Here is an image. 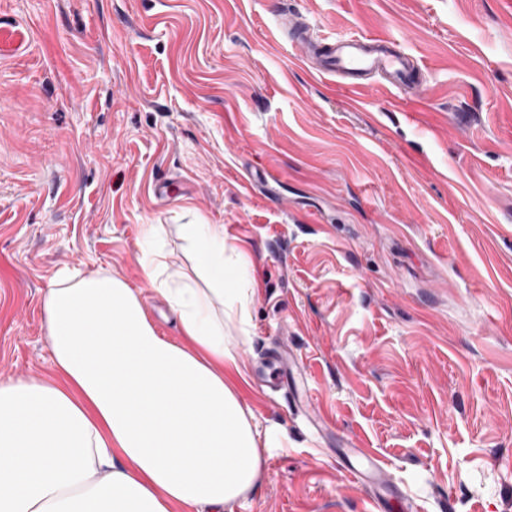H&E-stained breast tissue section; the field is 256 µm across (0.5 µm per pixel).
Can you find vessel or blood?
<instances>
[{"label":"vessel or blood","mask_w":512,"mask_h":512,"mask_svg":"<svg viewBox=\"0 0 512 512\" xmlns=\"http://www.w3.org/2000/svg\"><path fill=\"white\" fill-rule=\"evenodd\" d=\"M293 42L304 49L305 61L319 74L346 78L350 90L361 89L366 75H380L387 86L409 93L418 83L417 63L388 35L336 34L315 37L306 23L290 25Z\"/></svg>","instance_id":"1"}]
</instances>
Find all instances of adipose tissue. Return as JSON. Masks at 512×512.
Returning a JSON list of instances; mask_svg holds the SVG:
<instances>
[{
	"label": "adipose tissue",
	"instance_id": "ef3b65f1",
	"mask_svg": "<svg viewBox=\"0 0 512 512\" xmlns=\"http://www.w3.org/2000/svg\"><path fill=\"white\" fill-rule=\"evenodd\" d=\"M190 270L144 259L181 338L138 290L60 274L42 297L49 377L0 379V512H230L256 489L263 442L238 397L224 324L250 326L252 282L220 224H183Z\"/></svg>",
	"mask_w": 512,
	"mask_h": 512
}]
</instances>
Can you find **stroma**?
Instances as JSON below:
<instances>
[{"instance_id":"stroma-1","label":"stroma","mask_w":512,"mask_h":512,"mask_svg":"<svg viewBox=\"0 0 512 512\" xmlns=\"http://www.w3.org/2000/svg\"><path fill=\"white\" fill-rule=\"evenodd\" d=\"M403 36L417 98L337 88L289 43ZM0 378L51 370L62 269L140 289L160 224H220L247 256L250 334L224 326L260 431L233 512H512V0H0ZM166 184V195L155 193Z\"/></svg>"}]
</instances>
